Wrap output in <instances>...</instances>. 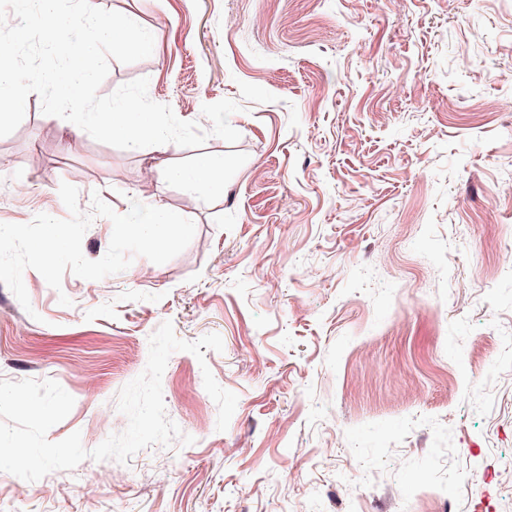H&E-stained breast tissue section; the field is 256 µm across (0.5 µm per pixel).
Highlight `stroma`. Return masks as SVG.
Returning a JSON list of instances; mask_svg holds the SVG:
<instances>
[{
  "label": "stroma",
  "instance_id": "stroma-1",
  "mask_svg": "<svg viewBox=\"0 0 512 512\" xmlns=\"http://www.w3.org/2000/svg\"><path fill=\"white\" fill-rule=\"evenodd\" d=\"M94 4L160 46L111 62L100 95L148 78L208 133L203 105L236 101L240 140L204 148L248 159L206 204L165 182L152 148L64 138L30 94L0 137V223L68 218L58 189L79 168L82 212L96 194L136 200L196 231L92 288L26 270L28 311L0 284V379L57 381L75 403L47 437L77 431L90 450L125 430L117 395L161 323L224 348L175 352L162 377L193 444L88 458L21 500L0 472V512H512V0ZM472 28L486 38L461 71ZM206 368L238 397L223 432Z\"/></svg>",
  "mask_w": 512,
  "mask_h": 512
}]
</instances>
